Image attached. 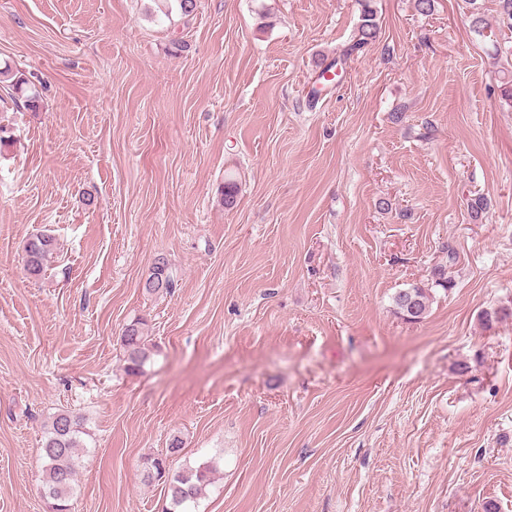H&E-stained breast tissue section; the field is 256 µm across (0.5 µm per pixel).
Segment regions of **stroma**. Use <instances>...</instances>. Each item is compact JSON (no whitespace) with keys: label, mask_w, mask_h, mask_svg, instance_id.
Wrapping results in <instances>:
<instances>
[{"label":"stroma","mask_w":512,"mask_h":512,"mask_svg":"<svg viewBox=\"0 0 512 512\" xmlns=\"http://www.w3.org/2000/svg\"><path fill=\"white\" fill-rule=\"evenodd\" d=\"M196 3L0 0V64L40 93L0 83V512H51L60 410L88 432L69 512H164L143 461L175 435L172 470L218 463L186 512H512V319L479 322L512 306V38L465 0H370L376 42L313 100L357 0ZM160 256L175 284L150 295ZM437 264L452 288L399 318ZM55 238L49 234L37 233L30 237L24 246L23 262L26 272L40 276L50 265L56 253ZM431 281L430 288L416 285L396 293L393 297L394 313L408 322H418L424 319L432 302V288L441 287L443 290H447L449 287V280L443 265H436L431 270ZM146 324L142 319H134L122 330L121 346L125 370L133 375L144 372L150 360V348L145 333Z\"/></svg>","instance_id":"35a3bbf8"}]
</instances>
